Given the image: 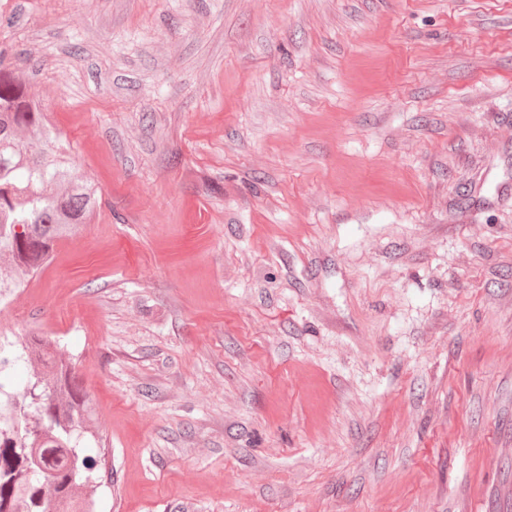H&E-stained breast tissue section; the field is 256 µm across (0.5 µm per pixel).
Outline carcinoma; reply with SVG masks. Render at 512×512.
I'll return each instance as SVG.
<instances>
[{"label": "carcinoma", "instance_id": "obj_1", "mask_svg": "<svg viewBox=\"0 0 512 512\" xmlns=\"http://www.w3.org/2000/svg\"><path fill=\"white\" fill-rule=\"evenodd\" d=\"M99 204L47 123V109L0 50V306L52 259ZM30 378L21 394L0 382V512H95L86 488L96 460L84 441L97 414L76 362L49 336L25 333L0 347V376Z\"/></svg>", "mask_w": 512, "mask_h": 512}]
</instances>
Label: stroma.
<instances>
[{
    "mask_svg": "<svg viewBox=\"0 0 512 512\" xmlns=\"http://www.w3.org/2000/svg\"><path fill=\"white\" fill-rule=\"evenodd\" d=\"M97 183L0 307L98 512H512V0H0Z\"/></svg>",
    "mask_w": 512,
    "mask_h": 512,
    "instance_id": "obj_1",
    "label": "stroma"
}]
</instances>
